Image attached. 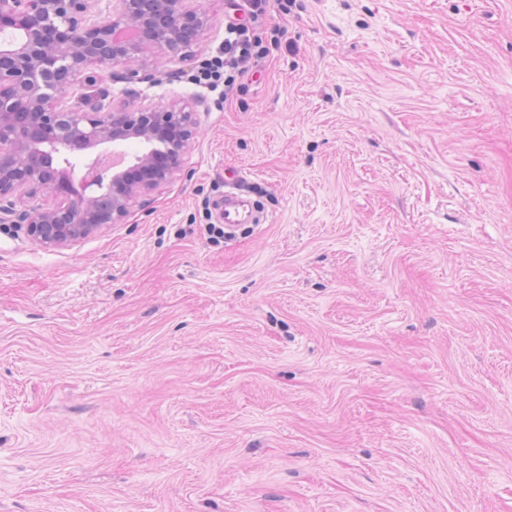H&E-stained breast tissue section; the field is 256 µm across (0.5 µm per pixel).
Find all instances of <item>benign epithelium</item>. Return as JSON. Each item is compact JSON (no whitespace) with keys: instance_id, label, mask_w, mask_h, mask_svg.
<instances>
[{"instance_id":"1","label":"benign epithelium","mask_w":512,"mask_h":512,"mask_svg":"<svg viewBox=\"0 0 512 512\" xmlns=\"http://www.w3.org/2000/svg\"><path fill=\"white\" fill-rule=\"evenodd\" d=\"M0 0V222L24 225L43 247L63 248L108 224H121L143 194L182 169L197 122L187 103L136 102L99 85L66 106L62 98L93 67H125V83L142 80L127 64L143 45L181 58L207 28L194 0ZM83 174L74 182L77 166ZM39 194L51 201L34 204Z\"/></svg>"}]
</instances>
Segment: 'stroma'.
<instances>
[{"instance_id":"1","label":"stroma","mask_w":512,"mask_h":512,"mask_svg":"<svg viewBox=\"0 0 512 512\" xmlns=\"http://www.w3.org/2000/svg\"><path fill=\"white\" fill-rule=\"evenodd\" d=\"M182 170L45 248L0 223V512H512V0H296ZM266 212L210 244L225 173Z\"/></svg>"}]
</instances>
